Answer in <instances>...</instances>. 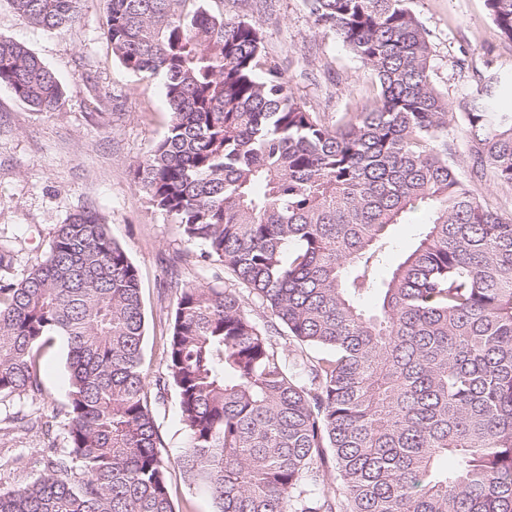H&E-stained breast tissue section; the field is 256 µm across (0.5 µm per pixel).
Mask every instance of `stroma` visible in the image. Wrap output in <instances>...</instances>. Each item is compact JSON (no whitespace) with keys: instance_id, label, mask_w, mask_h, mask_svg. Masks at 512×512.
I'll return each instance as SVG.
<instances>
[{"instance_id":"35a3bbf8","label":"stroma","mask_w":512,"mask_h":512,"mask_svg":"<svg viewBox=\"0 0 512 512\" xmlns=\"http://www.w3.org/2000/svg\"><path fill=\"white\" fill-rule=\"evenodd\" d=\"M411 7L432 44L431 80L453 108H460L465 88L487 68L512 71V42L499 35L485 0H412ZM211 8L259 25L269 64L327 121L370 96L367 70L334 33L315 25L305 0H213ZM105 20V0H87L80 24L46 32L0 0V36L39 56L63 91L57 110L42 113L0 86V245L14 251L12 274L19 279L43 259L58 224L70 214L90 210L107 219L113 239L140 273L146 384L153 389L161 451L170 462L173 502L177 512H212L210 500L177 465L190 441L178 393L155 384L166 371L163 348L176 307L174 282L220 288L224 270L203 260L200 246L187 241L135 184L137 163L167 130L164 88L113 55L103 35ZM460 58L465 67H456ZM67 353L64 341L55 340L38 404L0 401V487L31 483L44 473V449L66 448L64 419L56 410L69 392ZM19 412L38 413L40 427L14 429Z\"/></svg>"}]
</instances>
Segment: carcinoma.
<instances>
[{
    "instance_id": "obj_1",
    "label": "carcinoma",
    "mask_w": 512,
    "mask_h": 512,
    "mask_svg": "<svg viewBox=\"0 0 512 512\" xmlns=\"http://www.w3.org/2000/svg\"><path fill=\"white\" fill-rule=\"evenodd\" d=\"M86 2L8 0L46 31L79 23ZM485 2L512 41V0ZM306 4L375 82L334 123L266 67L255 23L207 0H107L113 54L161 80L170 115L136 184L232 277L178 291L164 348L190 435L178 464L214 512H512V216L473 188L487 172L512 188V106H498L512 74L487 69L457 114L409 0ZM2 84L38 112L62 96L37 55L0 37ZM420 208L427 222L377 283L390 227ZM13 264L0 247V400L38 399L63 339L68 448L45 450L41 478L0 488V512H176L140 275L109 224L74 213L25 276Z\"/></svg>"
}]
</instances>
